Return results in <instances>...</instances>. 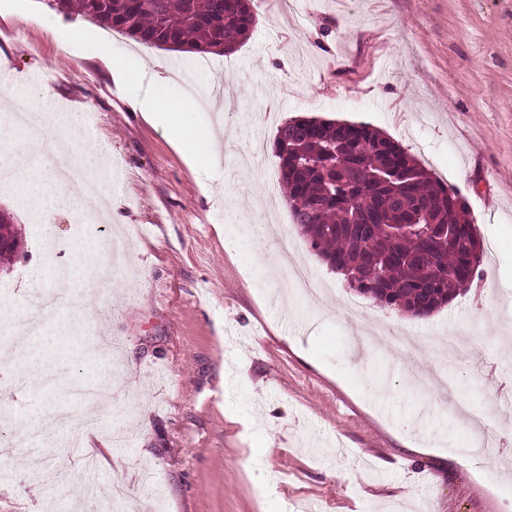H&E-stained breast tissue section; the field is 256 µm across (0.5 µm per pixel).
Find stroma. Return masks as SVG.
<instances>
[{
	"label": "stroma",
	"instance_id": "stroma-1",
	"mask_svg": "<svg viewBox=\"0 0 512 512\" xmlns=\"http://www.w3.org/2000/svg\"><path fill=\"white\" fill-rule=\"evenodd\" d=\"M254 0L250 37L202 65L150 48L45 0H0V86L45 111L93 113L87 135L112 165V223L81 226L74 206L46 224L48 244L13 197L26 246L0 274V305L34 310L54 288L42 262L71 264L67 243H125L122 271L86 324L37 341L45 385L0 381V512H512V457L457 464L469 439L457 403L492 405L512 433V0ZM81 32L62 53L43 22ZM147 57L225 104L223 160L185 162L163 128L132 110L95 59ZM293 117L371 125L468 202L483 277L418 319L346 288L291 221L277 172V128ZM294 250L325 283L285 297L273 271ZM422 342L404 359L374 330ZM475 345L442 360L448 329ZM112 393L98 429L74 430L89 397Z\"/></svg>",
	"mask_w": 512,
	"mask_h": 512
}]
</instances>
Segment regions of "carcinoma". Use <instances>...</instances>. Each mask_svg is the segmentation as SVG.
Here are the masks:
<instances>
[{"label":"carcinoma","instance_id":"cac0c4a2","mask_svg":"<svg viewBox=\"0 0 512 512\" xmlns=\"http://www.w3.org/2000/svg\"><path fill=\"white\" fill-rule=\"evenodd\" d=\"M253 0H48L139 44L229 53L249 38ZM292 222L349 288L424 318L479 275L482 244L459 193L368 124L292 118L273 141ZM0 264L22 243L0 212Z\"/></svg>","mask_w":512,"mask_h":512}]
</instances>
